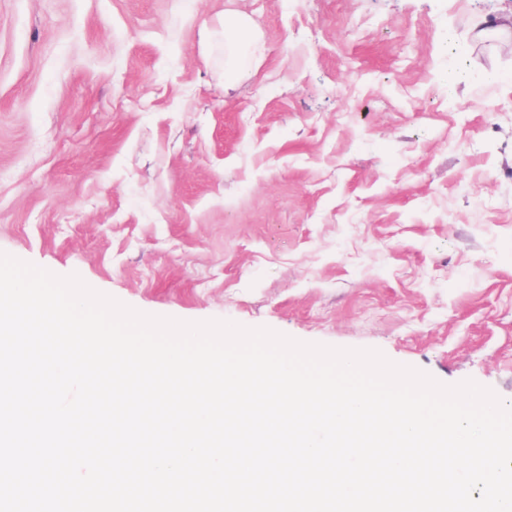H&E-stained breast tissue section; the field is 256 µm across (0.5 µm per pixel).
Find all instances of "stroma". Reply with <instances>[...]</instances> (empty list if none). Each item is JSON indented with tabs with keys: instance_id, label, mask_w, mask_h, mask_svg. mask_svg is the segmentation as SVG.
<instances>
[{
	"instance_id": "35a3bbf8",
	"label": "stroma",
	"mask_w": 512,
	"mask_h": 512,
	"mask_svg": "<svg viewBox=\"0 0 512 512\" xmlns=\"http://www.w3.org/2000/svg\"><path fill=\"white\" fill-rule=\"evenodd\" d=\"M485 15L512 0H0V252L512 408V33ZM253 24L241 15L230 16V21L224 24V34L233 43H237L238 36L241 41L251 40L253 37Z\"/></svg>"
}]
</instances>
